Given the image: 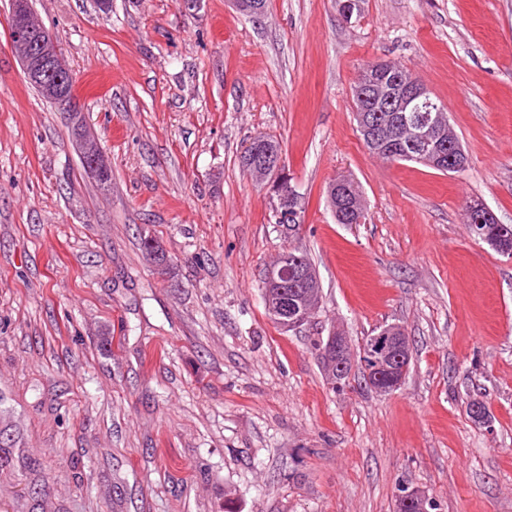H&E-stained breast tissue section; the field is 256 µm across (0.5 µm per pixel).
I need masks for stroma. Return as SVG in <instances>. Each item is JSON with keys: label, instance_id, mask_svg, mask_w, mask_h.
Segmentation results:
<instances>
[{"label": "stroma", "instance_id": "obj_1", "mask_svg": "<svg viewBox=\"0 0 512 512\" xmlns=\"http://www.w3.org/2000/svg\"><path fill=\"white\" fill-rule=\"evenodd\" d=\"M76 78L112 181L28 83L0 0V512H512V258L470 234L512 224V0H29ZM379 60L448 110L461 173L371 155L350 87ZM277 139L306 202L299 238L240 164ZM352 177L360 224L327 189ZM155 236L157 272L140 248ZM322 286L283 331L261 276L288 246ZM413 343L398 391L332 389L311 342ZM483 400L489 425L467 412ZM466 208L470 215L476 218L475 224H469L474 236L486 242L496 252L505 254L501 248L500 238L503 236L501 231L507 228V231H510L512 235V225L499 224L498 222L493 224L492 222L495 220L493 212L481 202H470ZM476 230L480 232L478 233Z\"/></svg>", "mask_w": 512, "mask_h": 512}]
</instances>
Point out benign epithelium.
I'll return each mask as SVG.
<instances>
[{
	"mask_svg": "<svg viewBox=\"0 0 512 512\" xmlns=\"http://www.w3.org/2000/svg\"><path fill=\"white\" fill-rule=\"evenodd\" d=\"M11 23L15 37L21 39L27 48V53L19 56L25 78L36 85H55L62 107L70 115H75L76 101L68 94L70 73L63 65L50 33L33 21L28 11V0H12ZM387 66L388 62L378 61L366 65L358 73V89L373 91L369 99L364 94L359 95L353 106L364 141L372 147L383 141L385 125L373 119V113L389 112L398 123L411 130L409 146L418 152V160L429 165L443 163L453 171L463 170L468 164V156L455 142L445 139L446 125L437 116L442 108L433 93L414 77L407 80L394 77L387 83L379 82L377 74L387 70ZM367 99L370 100L368 104L365 103ZM86 167L93 174L104 171L103 153L99 146L87 151ZM256 169L257 179L276 199L277 220L285 228L299 223L303 199L286 183L283 153L266 152ZM467 210L478 224H490L495 220L493 212L481 202L469 203ZM267 282V308L272 315L279 317L283 330L295 329L308 322V315L290 314L285 305L288 295L312 285L302 256L292 251L281 253L278 263L267 271ZM349 347V338L340 331L332 330L327 346L318 351L338 386L346 381L354 366ZM359 357L366 385L379 394L390 395L400 389L409 372L411 351L408 337L400 327L388 325L365 338ZM398 499L403 512H427V498L419 490L403 491Z\"/></svg>",
	"mask_w": 512,
	"mask_h": 512,
	"instance_id": "obj_1",
	"label": "benign epithelium"
}]
</instances>
